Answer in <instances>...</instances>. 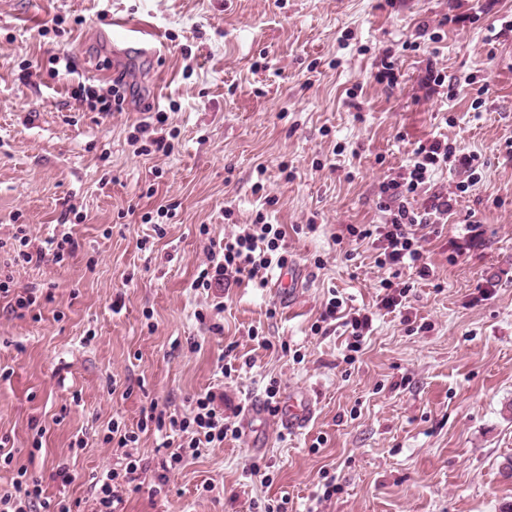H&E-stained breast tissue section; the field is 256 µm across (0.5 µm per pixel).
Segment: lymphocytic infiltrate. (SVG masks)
Segmentation results:
<instances>
[{
    "mask_svg": "<svg viewBox=\"0 0 512 512\" xmlns=\"http://www.w3.org/2000/svg\"><path fill=\"white\" fill-rule=\"evenodd\" d=\"M479 167L477 154L461 152L447 140L435 137L420 143L412 151L406 172L379 185L377 208L384 217L383 222L346 225L349 240H372L378 251L376 264L385 271L381 280L384 308L393 310L401 304L402 298L394 294L393 285L403 270H411L424 280L431 276L432 270L424 260V245L438 234L449 216L456 214L462 195L478 183ZM444 169L462 174V181L454 190L431 193L434 174ZM285 236L279 225L257 217L242 233L225 238L221 245L209 246L207 262L195 278L194 287L208 289L222 279L233 280L238 285L246 282L257 288L265 287L264 270L288 263ZM321 318L341 321L349 329L352 340L348 348L353 352L359 351L373 322L371 313L345 310L342 299L336 297L328 301ZM143 422L154 425L160 432L162 445L170 449V456L150 464L148 459L128 451L138 441V434L128 430L120 433L117 444L125 450L121 461L93 478L97 512H120L124 496L139 472L153 470L155 488L163 490L173 471L185 458L194 455L200 444L221 443L239 434L238 427L216 405L210 392L197 398L192 416L179 418L153 404ZM0 512H80V504L63 492L53 498L43 496L38 480L21 478L14 483L12 491L0 494Z\"/></svg>",
    "mask_w": 512,
    "mask_h": 512,
    "instance_id": "lymphocytic-infiltrate-1",
    "label": "lymphocytic infiltrate"
}]
</instances>
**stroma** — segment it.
I'll list each match as a JSON object with an SVG mask.
<instances>
[{
    "mask_svg": "<svg viewBox=\"0 0 512 512\" xmlns=\"http://www.w3.org/2000/svg\"><path fill=\"white\" fill-rule=\"evenodd\" d=\"M115 14L151 22L159 54L113 63L100 32ZM509 21L512 0H0V268L36 298L21 319L0 298L14 453L0 493L23 468L55 495L63 465L92 512L113 422L135 427L153 401L191 415L210 389L229 413L274 379L311 395L307 428L238 416V436L185 459L164 491L142 473L124 512H512ZM387 59L392 83L377 78ZM431 69L448 91L426 88ZM116 73L122 111L72 97ZM160 111L168 152L149 148ZM435 136L480 154L482 179L426 244L433 277L390 311L377 250L344 243L345 227L381 223L380 182ZM260 212L288 232L293 298L274 270L265 288H193L208 241ZM22 231L81 247L27 263ZM334 296L374 314L358 353L321 319Z\"/></svg>",
    "mask_w": 512,
    "mask_h": 512,
    "instance_id": "stroma-1",
    "label": "stroma"
}]
</instances>
